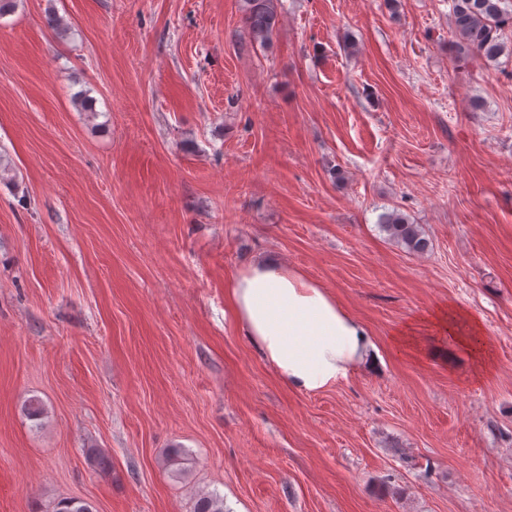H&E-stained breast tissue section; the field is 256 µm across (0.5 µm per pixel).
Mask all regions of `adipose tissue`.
<instances>
[{
    "label": "adipose tissue",
    "mask_w": 512,
    "mask_h": 512,
    "mask_svg": "<svg viewBox=\"0 0 512 512\" xmlns=\"http://www.w3.org/2000/svg\"><path fill=\"white\" fill-rule=\"evenodd\" d=\"M228 308L277 378L293 391L316 394L378 361L367 326L326 288L285 261L259 257L226 284ZM448 337L474 360L491 364L479 320L454 306L437 308L405 325L390 343L418 347L427 331Z\"/></svg>",
    "instance_id": "1"
}]
</instances>
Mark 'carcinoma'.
<instances>
[{"label": "carcinoma", "instance_id": "cac0c4a2", "mask_svg": "<svg viewBox=\"0 0 512 512\" xmlns=\"http://www.w3.org/2000/svg\"><path fill=\"white\" fill-rule=\"evenodd\" d=\"M245 22L253 41L266 44L279 23V0H245ZM452 27L457 48L468 54L499 58L505 51V30L512 28V0H452ZM381 228L409 254L428 251L429 241L421 226L392 212L383 216ZM194 512H224L218 494L198 498Z\"/></svg>", "mask_w": 512, "mask_h": 512}]
</instances>
